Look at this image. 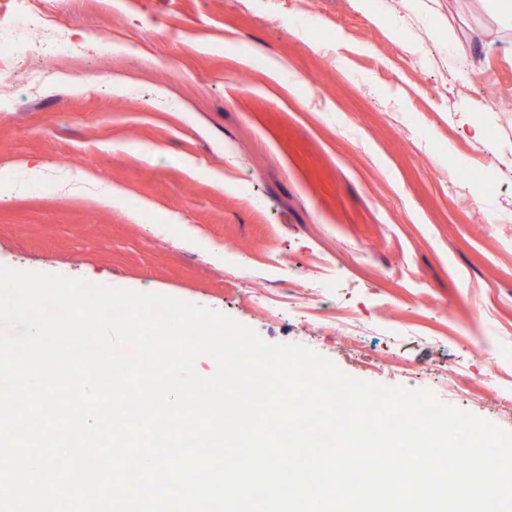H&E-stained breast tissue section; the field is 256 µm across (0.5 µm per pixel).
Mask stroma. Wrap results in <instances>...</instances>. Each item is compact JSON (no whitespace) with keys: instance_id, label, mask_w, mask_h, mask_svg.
<instances>
[{"instance_id":"stroma-1","label":"stroma","mask_w":512,"mask_h":512,"mask_svg":"<svg viewBox=\"0 0 512 512\" xmlns=\"http://www.w3.org/2000/svg\"><path fill=\"white\" fill-rule=\"evenodd\" d=\"M21 9L0 0V266L204 306L512 431V29L488 0ZM43 19L75 54H44Z\"/></svg>"}]
</instances>
